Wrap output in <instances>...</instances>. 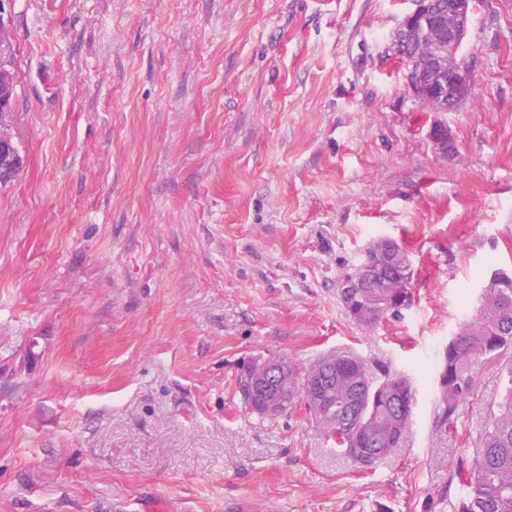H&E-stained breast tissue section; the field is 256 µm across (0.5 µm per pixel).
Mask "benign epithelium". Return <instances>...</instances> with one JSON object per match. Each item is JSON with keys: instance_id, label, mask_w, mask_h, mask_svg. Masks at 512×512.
<instances>
[{"instance_id": "benign-epithelium-1", "label": "benign epithelium", "mask_w": 512, "mask_h": 512, "mask_svg": "<svg viewBox=\"0 0 512 512\" xmlns=\"http://www.w3.org/2000/svg\"><path fill=\"white\" fill-rule=\"evenodd\" d=\"M414 11L404 15L397 28L394 51L405 70L406 88L433 112L455 109L472 92L474 78L461 55L471 16L477 0H416ZM429 137L443 154L455 151L448 128L440 123L431 126ZM389 248L382 245L345 281L344 299L351 300L361 289L375 281L389 288L388 300L381 308L404 305L411 264L386 273ZM252 393L246 405L253 412L275 417L288 407V373L275 356L256 359L250 371Z\"/></svg>"}]
</instances>
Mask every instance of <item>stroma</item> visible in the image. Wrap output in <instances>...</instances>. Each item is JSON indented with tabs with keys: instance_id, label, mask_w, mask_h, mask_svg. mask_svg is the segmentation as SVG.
<instances>
[{
	"instance_id": "35a3bbf8",
	"label": "stroma",
	"mask_w": 512,
	"mask_h": 512,
	"mask_svg": "<svg viewBox=\"0 0 512 512\" xmlns=\"http://www.w3.org/2000/svg\"><path fill=\"white\" fill-rule=\"evenodd\" d=\"M415 0H7L22 166L0 184V512H460L512 348L442 415L443 352L512 272V0H480L473 95L430 111L392 48ZM454 153H439L433 123ZM408 299L343 279L376 240ZM360 358L414 395L364 467L255 358ZM391 241L385 239L381 242V246L368 258L353 274L345 281L343 286L344 299L351 300L361 294L360 288H365L364 300L360 299L357 303V313L367 315L377 309L380 301L386 297L387 288H391L388 300L381 308V314L391 307L393 303L402 306L406 302L407 290L412 276L409 272L410 261L402 268L396 269L385 275L387 265L389 263V248L385 246V242ZM394 247L399 250V245L391 241ZM410 274V277H409ZM381 281L379 288H368L372 282ZM401 291V292H400Z\"/></svg>"
}]
</instances>
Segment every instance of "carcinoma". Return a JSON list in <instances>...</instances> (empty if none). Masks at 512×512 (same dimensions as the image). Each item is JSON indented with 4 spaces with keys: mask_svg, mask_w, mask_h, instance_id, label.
Instances as JSON below:
<instances>
[{
    "mask_svg": "<svg viewBox=\"0 0 512 512\" xmlns=\"http://www.w3.org/2000/svg\"><path fill=\"white\" fill-rule=\"evenodd\" d=\"M19 161L17 149L10 147L4 162H0V181L6 183L15 177ZM386 293L385 288L365 289L364 298L358 302L357 313L366 315L375 311ZM511 347L512 276L504 271H495L492 287L483 289L479 313L475 318L463 321L458 333L448 342L441 374V398L448 415H453L471 397L472 362L481 357H493ZM329 359L335 360L336 367L340 369L357 365L364 376L362 387L357 389L343 372L336 375V382L332 383V392L336 396L355 391L361 435L375 439V445H378L389 430L400 434L408 427L410 417L396 419L395 402L384 400L402 388H411L408 380L394 375L376 381L367 365L352 354L323 355L305 367L288 361L296 399L305 398L304 385L316 376L321 362ZM313 415L325 438L336 447V452L363 466H370L379 459L374 453V445L359 447L354 428L344 427L334 410L323 409L313 412ZM465 479L471 495L462 512H512V370L508 372L499 412L481 435Z\"/></svg>",
    "mask_w": 512,
    "mask_h": 512,
    "instance_id": "1",
    "label": "carcinoma"
}]
</instances>
